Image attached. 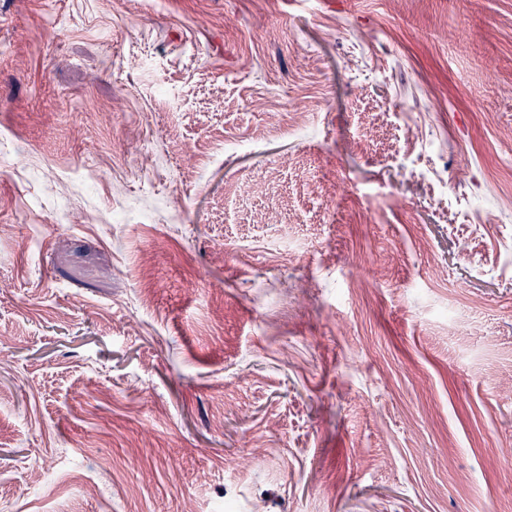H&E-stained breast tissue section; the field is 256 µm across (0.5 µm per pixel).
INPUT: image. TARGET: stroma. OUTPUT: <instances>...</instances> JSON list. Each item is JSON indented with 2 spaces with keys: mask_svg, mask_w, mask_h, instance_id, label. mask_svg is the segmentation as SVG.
<instances>
[{
  "mask_svg": "<svg viewBox=\"0 0 512 512\" xmlns=\"http://www.w3.org/2000/svg\"><path fill=\"white\" fill-rule=\"evenodd\" d=\"M512 0H0V512H512Z\"/></svg>",
  "mask_w": 512,
  "mask_h": 512,
  "instance_id": "stroma-1",
  "label": "stroma"
}]
</instances>
